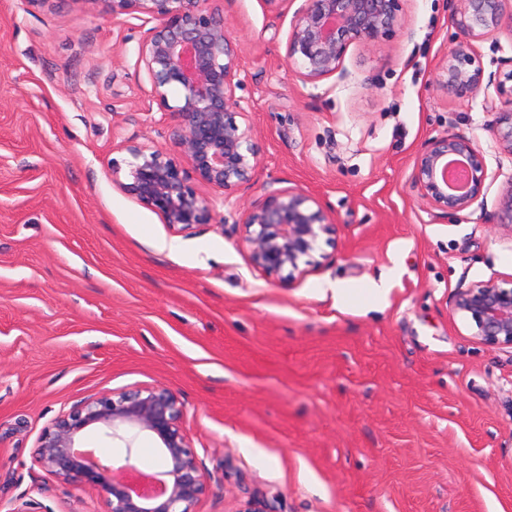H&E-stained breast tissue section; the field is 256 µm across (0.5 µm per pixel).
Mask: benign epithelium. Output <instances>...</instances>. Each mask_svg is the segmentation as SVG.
Returning a JSON list of instances; mask_svg holds the SVG:
<instances>
[{"mask_svg": "<svg viewBox=\"0 0 512 512\" xmlns=\"http://www.w3.org/2000/svg\"><path fill=\"white\" fill-rule=\"evenodd\" d=\"M512 0H449L460 40L443 67L442 83L458 97L483 86L474 43L486 35L512 33ZM112 17L141 14L156 24L145 32L136 65L146 71L152 97L169 118L171 152L127 146L132 157L125 178L112 167V182L179 232L210 220L211 203L198 186L232 191L250 182L259 150L248 112L237 99L238 44L224 18V0H105ZM402 0H303L294 12L286 57L299 77L316 82L343 67L353 43L374 45L404 30ZM512 71L494 86L501 106L492 134L512 155ZM177 90L175 101L169 100ZM462 166V185L448 180L450 163ZM487 170L473 141L461 134L428 139L417 152L412 188L442 217H453L484 196ZM302 191L273 190L239 212L241 242L253 265L285 281L303 275L304 259L336 235V225ZM491 220L512 228V185L499 198ZM479 342L512 346V279L460 288L450 300ZM184 410L163 384L98 394L72 407L44 429L38 464L58 480L103 495L104 512H193L205 480L182 429ZM125 448L124 463L83 458L78 448L89 428ZM154 437L163 464L149 474L156 491L138 490L131 476L141 435Z\"/></svg>", "mask_w": 512, "mask_h": 512, "instance_id": "benign-epithelium-1", "label": "benign epithelium"}]
</instances>
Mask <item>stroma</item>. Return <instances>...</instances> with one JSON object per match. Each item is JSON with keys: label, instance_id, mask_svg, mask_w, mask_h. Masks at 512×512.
<instances>
[{"label": "stroma", "instance_id": "stroma-1", "mask_svg": "<svg viewBox=\"0 0 512 512\" xmlns=\"http://www.w3.org/2000/svg\"><path fill=\"white\" fill-rule=\"evenodd\" d=\"M298 7L227 0L259 165L234 192L201 187L209 222L175 232L112 182L128 146L173 147L136 66L147 23L103 0H0V501L104 512L40 467L39 436L90 397L160 383L205 479L195 512H512V349L450 305L512 278V230L489 222L512 184L495 109L439 83L448 0H402V32L315 83L286 58ZM475 55L503 78L512 33ZM442 133L473 138L487 169L483 203L451 220L411 186ZM275 189L337 226L289 283L234 223ZM387 272L388 294L368 293Z\"/></svg>", "mask_w": 512, "mask_h": 512}]
</instances>
